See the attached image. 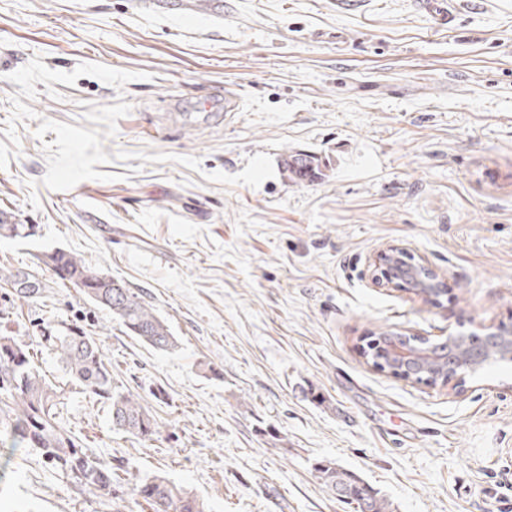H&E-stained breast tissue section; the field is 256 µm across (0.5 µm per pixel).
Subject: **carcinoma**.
<instances>
[{
	"instance_id": "carcinoma-1",
	"label": "carcinoma",
	"mask_w": 512,
	"mask_h": 512,
	"mask_svg": "<svg viewBox=\"0 0 512 512\" xmlns=\"http://www.w3.org/2000/svg\"><path fill=\"white\" fill-rule=\"evenodd\" d=\"M282 167L287 178L295 182L314 183L326 177L321 158L311 153L287 154ZM30 236L29 225L0 219V238ZM37 260L53 272L63 271L59 280L79 289L92 305L111 312L131 335L161 351L177 347L175 336L152 304L124 280L92 268L78 254L61 249ZM0 283L16 287L17 297L26 301L38 292L5 265L0 266ZM40 339L54 352L71 383L107 406L112 429L144 441L159 435L157 420L135 395L114 383L110 361L82 328L72 325L59 332L48 324ZM415 379L442 384L448 373L433 363ZM65 399V389L40 373L27 343L15 336H0L1 448L25 443L39 449L52 468L70 476L81 490L105 501L121 492L137 504L145 502L151 512H207L203 501L164 476L138 477L128 471L121 475L104 465L66 422ZM314 471L327 490L356 506L358 512H392L391 503L356 474L331 462L316 463Z\"/></svg>"
}]
</instances>
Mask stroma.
<instances>
[{
  "label": "stroma",
  "instance_id": "35a3bbf8",
  "mask_svg": "<svg viewBox=\"0 0 512 512\" xmlns=\"http://www.w3.org/2000/svg\"><path fill=\"white\" fill-rule=\"evenodd\" d=\"M37 56L59 72L139 75L120 90L91 76L37 83V117L18 123L0 169V211L35 227L0 239V264L39 289L24 303L0 284V334L35 345L93 453L166 476L209 512H354L316 479L321 460L393 512H512V361L455 390L359 352L382 330L439 340L512 325V0H454L442 30L415 0H0V142L20 90L7 76ZM120 102L131 111L104 142L106 180L44 185L56 135L37 138L39 118L86 129L90 107ZM121 151L170 160L134 173ZM291 151L322 157L326 178L287 179ZM258 153L276 169L259 187L206 181ZM391 245L439 274L440 304L375 284L372 258ZM57 248L143 291L176 349L154 350L56 283L37 257ZM48 322L101 345L158 437L113 432L39 346ZM0 512L150 510L5 448Z\"/></svg>",
  "mask_w": 512,
  "mask_h": 512
}]
</instances>
